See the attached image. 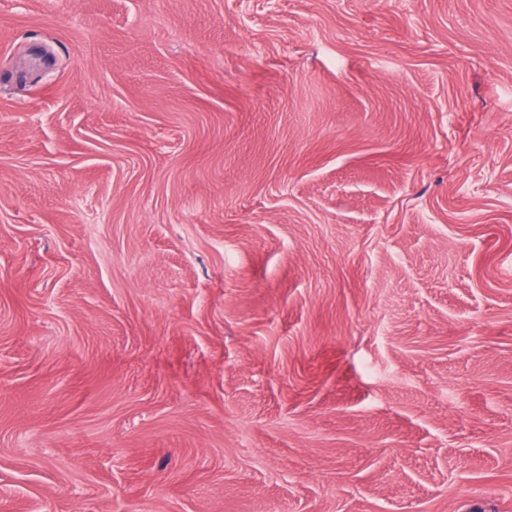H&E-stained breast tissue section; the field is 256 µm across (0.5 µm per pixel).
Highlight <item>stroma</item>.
Masks as SVG:
<instances>
[{"label":"stroma","mask_w":512,"mask_h":512,"mask_svg":"<svg viewBox=\"0 0 512 512\" xmlns=\"http://www.w3.org/2000/svg\"><path fill=\"white\" fill-rule=\"evenodd\" d=\"M0 512H512V0H0Z\"/></svg>","instance_id":"stroma-1"}]
</instances>
